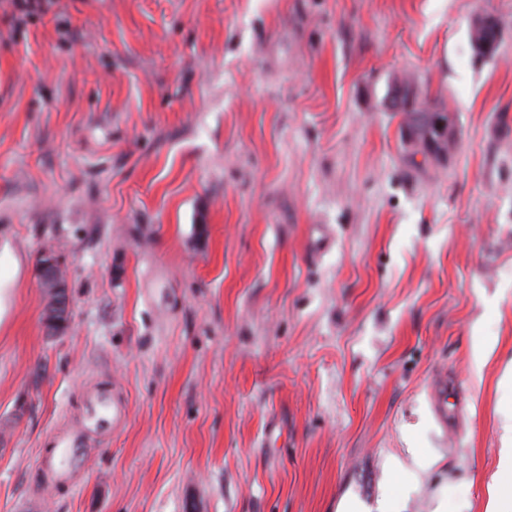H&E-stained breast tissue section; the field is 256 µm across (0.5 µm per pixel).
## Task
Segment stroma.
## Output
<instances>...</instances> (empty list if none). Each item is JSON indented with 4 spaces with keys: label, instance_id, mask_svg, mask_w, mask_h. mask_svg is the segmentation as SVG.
Listing matches in <instances>:
<instances>
[{
    "label": "stroma",
    "instance_id": "obj_1",
    "mask_svg": "<svg viewBox=\"0 0 512 512\" xmlns=\"http://www.w3.org/2000/svg\"><path fill=\"white\" fill-rule=\"evenodd\" d=\"M484 12L505 31L480 63ZM405 75L457 116L446 168L412 163L385 106ZM0 274V512H377L390 485L406 512H487L512 0H52L20 22L0 0ZM100 392L123 415L98 428ZM74 433L84 461L41 482ZM414 450L436 465L390 476ZM40 258L42 279L39 282L41 288L50 290L52 295L55 296L56 307L58 312H47L44 321L48 324L57 323L55 317L63 311V316L66 317L70 314V298L68 293V285L64 280V272L62 262L59 256L52 250L42 251ZM447 389V376L438 374L433 380L429 391L433 410L443 428L448 425V401L445 399Z\"/></svg>",
    "mask_w": 512,
    "mask_h": 512
}]
</instances>
